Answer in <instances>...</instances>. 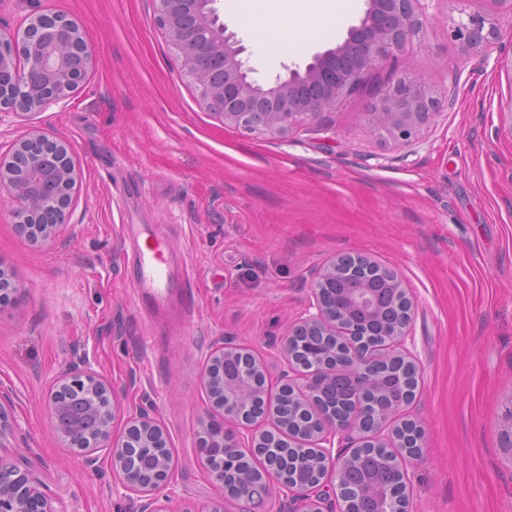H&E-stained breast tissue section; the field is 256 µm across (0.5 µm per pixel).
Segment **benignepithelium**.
<instances>
[{"label": "benign epithelium", "mask_w": 512, "mask_h": 512, "mask_svg": "<svg viewBox=\"0 0 512 512\" xmlns=\"http://www.w3.org/2000/svg\"><path fill=\"white\" fill-rule=\"evenodd\" d=\"M217 2L152 0L155 22L206 109L226 125L278 137H286L302 123L335 110L357 87L364 71L401 51L426 24L419 10L420 0H367L363 17L336 47L315 54L302 68H289L285 74L261 82L252 77L255 69L242 58L246 47L220 21ZM452 32L467 50L481 52L498 37L497 18L470 15ZM92 64L93 54L73 20L55 13L28 18L21 37L0 35V111L26 114L68 98ZM304 85L321 86L323 93L317 98L300 99L297 89ZM437 104L424 83L405 73L380 91L370 117L395 137L408 140L430 121ZM34 143L43 144L46 154L31 149ZM71 153L70 143L52 141L32 129L13 145L8 156H0V189L16 203L21 233L44 242L56 239L59 227L66 222L78 178ZM359 267L368 275L380 277L384 287L393 292L394 311L384 320L382 354L357 344L339 363L300 356L293 337L352 336L358 332V316L375 311L379 291L369 284L345 289L340 305L323 296L324 290L336 287ZM309 308L288 327L282 356L290 376L278 389L299 400L300 412H316L315 396L321 378H346L364 386L383 358L418 369L416 357L406 345L413 300L395 269L358 253L338 254L313 280ZM227 360L239 362L237 379L232 382L224 380ZM204 388L211 407L222 414L223 420L218 431L213 429L212 419L201 421L200 438L214 449L204 456L202 464L221 485L224 461L231 455H241L238 431L243 429L249 433L251 453L267 466L262 483L268 488L271 482H278L304 503V512H347L345 507L336 508V502L343 498L333 494L335 488L347 491L357 502L370 495L363 484L352 480L358 448L389 449L388 464L401 477L404 489H409L407 466L415 453L400 437L398 427L403 422L398 416L411 404V396L388 409L356 407L339 419L333 413L322 414L311 430L295 437L289 423L276 412L265 419L267 427L259 429L253 408L260 399L269 397L266 364L251 350L226 342L210 353ZM48 406L55 434L76 449L85 464L94 463L98 449H110L112 471L119 476L121 487L139 498L140 512H169L166 501L159 496L172 475L165 456L158 454L161 475L149 486H143L137 476L135 449L169 447L166 430L149 412L128 415L124 434L113 438L112 424L122 410L121 399L111 380L80 365L70 366L58 378ZM349 428L361 434L357 448L332 453L336 436ZM299 443L315 449V469L324 470L321 480L307 484L288 480V470L283 466L285 448ZM0 465L9 470V477L0 481V512H56L27 474L1 456Z\"/></svg>", "instance_id": "1"}]
</instances>
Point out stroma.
<instances>
[{
	"label": "stroma",
	"instance_id": "1",
	"mask_svg": "<svg viewBox=\"0 0 512 512\" xmlns=\"http://www.w3.org/2000/svg\"><path fill=\"white\" fill-rule=\"evenodd\" d=\"M366 0H335L301 50L258 57L240 16L221 7L251 65L272 77L335 47ZM426 27L398 57L367 70L336 111L285 137L249 133L205 109L153 15L151 0H0V30L28 16L75 20L94 63L66 100L0 117V154L36 128L69 141L80 171L55 241L17 228L0 193V393L11 428L1 454L29 471L56 512H137L100 451L79 464L53 431L46 398L61 370L84 364L125 408L165 428L173 454L170 512H302L275 488L261 505L226 496L201 464L203 377L215 344L254 350L278 389L289 323L319 269L341 252L395 268L414 300L408 348L419 363L406 409L422 432L408 466L409 512H512V16L495 0H421ZM499 14L492 48L455 40L456 22ZM409 73L437 112L417 136L373 125L378 91ZM171 237L172 307L134 288L128 225Z\"/></svg>",
	"mask_w": 512,
	"mask_h": 512
}]
</instances>
